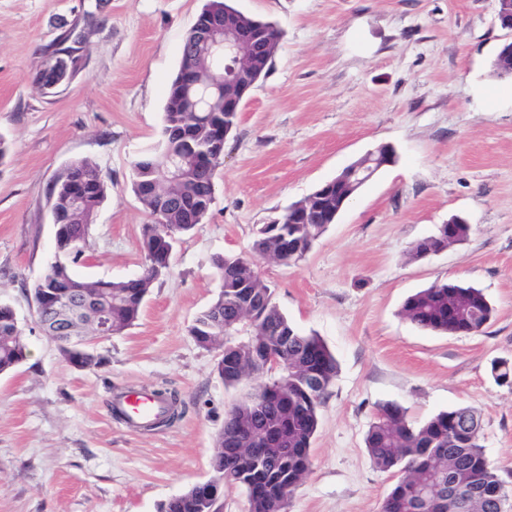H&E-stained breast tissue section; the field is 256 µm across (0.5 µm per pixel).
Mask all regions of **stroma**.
Listing matches in <instances>:
<instances>
[{"instance_id":"1","label":"stroma","mask_w":512,"mask_h":512,"mask_svg":"<svg viewBox=\"0 0 512 512\" xmlns=\"http://www.w3.org/2000/svg\"><path fill=\"white\" fill-rule=\"evenodd\" d=\"M206 0H0V303L13 308L26 359L0 374V512H160L213 475L226 411L250 386L225 385L220 351L190 334L218 295L216 255H251L257 229L379 144L376 173L294 265L261 261L281 311L316 332L338 375L320 409L312 465L288 512H381L394 474L365 436L379 405L418 425L453 407L477 411L481 443L512 512V76L491 63L512 34L498 0H230L282 32L270 73L251 89L224 144L207 218L181 236L168 274L135 325L92 343L77 369L36 319L33 287L54 260L48 189L71 163L107 183L83 260L85 280L140 273L148 214L132 163L161 141L168 85ZM75 30V73L53 92L32 80L42 50ZM453 216L469 239L419 261L408 251ZM481 288L495 318L441 335L401 314L435 282ZM176 391L168 427L115 418L116 393Z\"/></svg>"}]
</instances>
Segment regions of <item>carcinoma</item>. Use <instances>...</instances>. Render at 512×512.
Masks as SVG:
<instances>
[{"mask_svg": "<svg viewBox=\"0 0 512 512\" xmlns=\"http://www.w3.org/2000/svg\"><path fill=\"white\" fill-rule=\"evenodd\" d=\"M201 13L212 14L232 24H244L250 16L226 3L206 0ZM267 44L259 50L257 72L269 73L279 47L281 32L266 23ZM71 34L59 38L61 47L35 68V81L43 84L55 80L56 63L64 60L73 68V48L64 46ZM200 33L191 28L182 44L178 72L194 66L205 67L206 54L199 46ZM178 78H173L164 105L162 145L143 154L134 162L132 189L152 216L153 234L142 238L141 278L104 281L98 294L112 311V333L121 334L138 320L152 285L164 277L174 251L172 243L193 230L208 216L214 201V180L224 164V149H215L210 123L221 118L235 129L238 115L224 112H186L185 100L176 96ZM375 169L372 159L360 157L339 172L330 183L334 189L323 196L318 222L291 224L288 213L280 215L281 224H264L253 242V256L219 254L214 266L221 280L216 299L195 319L190 334L205 348L224 335V326L234 325L239 311L251 306L261 317L258 342H243L240 353L221 360L219 374L226 385H238L253 378L245 375L252 366L253 354L263 350L279 352L283 365L277 374L267 376L248 397L238 401L224 417V427L217 439V451L211 467L214 476L224 477V486L245 490L247 512H287V492L296 490L310 466V448L316 433L320 407L334 382L337 362L326 344L314 333L307 334L294 326L273 300L267 281H251L255 258L277 255L284 265L301 261L313 243L334 219L342 199H352L363 183L350 177L355 167ZM107 184L98 166L77 161L68 175L53 181L50 198L56 213L67 224L69 248L63 264L53 263L47 273L50 283L79 298L86 282L73 272V265L84 256L98 207L106 196ZM453 231L457 241L469 238L472 225L459 217L442 224L437 231L416 241L410 248L412 260H421L439 250ZM401 314L417 327L448 335L483 331L493 320L495 309L483 290L463 282H436L406 299ZM12 308L0 304V372L6 373L26 359L23 336L14 333ZM493 377L512 385V363L501 360L491 366ZM261 400L264 410L256 424L250 447L267 458H246L237 454L242 441L248 439L242 415ZM479 421L475 410L457 407L442 411L426 422L414 426L405 411L394 404L379 407L371 424L365 447L375 466L384 472L404 471L406 481L395 483L382 505V512H444L437 496L450 489L461 498H470L479 483L503 486L489 465L481 434L465 433V427ZM223 491L205 497L194 486L169 499L161 512H222Z\"/></svg>", "mask_w": 512, "mask_h": 512, "instance_id": "cac0c4a2", "label": "carcinoma"}]
</instances>
